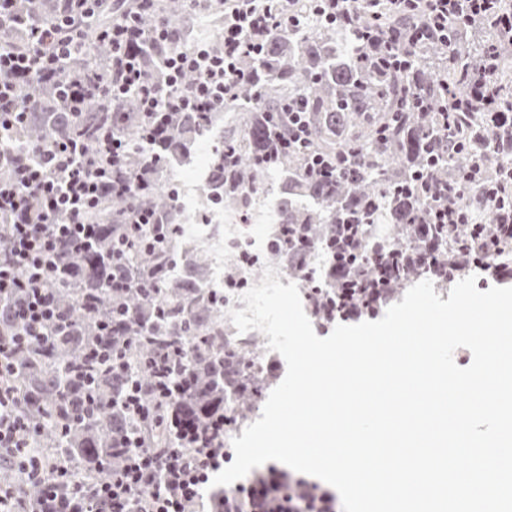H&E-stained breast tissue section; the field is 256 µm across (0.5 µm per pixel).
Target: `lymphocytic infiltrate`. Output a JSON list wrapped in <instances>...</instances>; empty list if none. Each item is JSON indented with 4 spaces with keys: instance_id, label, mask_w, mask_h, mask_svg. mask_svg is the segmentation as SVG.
Masks as SVG:
<instances>
[{
    "instance_id": "1",
    "label": "lymphocytic infiltrate",
    "mask_w": 512,
    "mask_h": 512,
    "mask_svg": "<svg viewBox=\"0 0 512 512\" xmlns=\"http://www.w3.org/2000/svg\"><path fill=\"white\" fill-rule=\"evenodd\" d=\"M22 0H0V28L12 24L27 48L14 52L0 47V136L24 125L39 102L19 95L20 80L53 83L64 96L69 112H79L91 93L114 102L128 94L139 101L141 121L136 138L118 132L119 112H111L109 126H95L90 134L52 142L32 141L17 153L0 152V217L10 223L9 239L0 249V301L16 325L14 333L0 336V464L14 469L18 483L0 481V512H340L335 493L319 484L277 468L230 490L213 487L216 472L231 459L224 434L233 425L221 410H214L202 429L186 430L183 444L163 450L152 447L144 433L121 435L112 451L123 460L120 469L101 471L77 479L61 460L37 451L35 444L46 428L40 408L12 384L21 355L48 354L65 320L45 281L56 264L60 247L94 240L98 225L89 223L88 212L103 195L136 199L155 187L157 147L171 136L175 116L193 112L206 116L234 89L239 58L260 53L267 31L278 27L277 0H189L193 8L230 10L224 25V50L213 54L199 44L165 54L161 80H153L142 63L145 46L167 45L176 36L164 16H157L151 30L140 25V14L152 0H54V20L46 25L31 22ZM391 12L421 9L422 27L390 33L364 32L361 40L368 56L378 64L390 63L392 44L415 47L433 35L447 36L452 18L471 19L492 14L495 25L512 36V12L494 11V0H385ZM115 5L116 18L102 26L111 57L102 75L70 76L68 60L81 51L82 30L97 12ZM192 83H185V76ZM140 163L134 179H126L131 156ZM436 221L468 244L458 266L479 269L494 281H503L500 266L490 257L512 242V210L498 212L492 225L469 224L454 211L436 214ZM154 211L133 207L126 213L122 243L112 249V288L128 291L139 287L124 258L128 248L143 247L142 229L154 224ZM345 252L328 271L332 296L318 300L314 285H307L310 311L319 324L356 320L376 315L394 297L382 280L386 263L413 265L412 249L401 245L388 258L357 262L358 239L351 227L342 230ZM126 322L124 312L99 319L97 336L86 346L83 364L109 363L113 375L126 372L129 343H113ZM189 344L156 351L147 363L149 385L131 387L124 396L128 412L148 422L158 412L171 410L174 389L165 379L174 366H187Z\"/></svg>"
}]
</instances>
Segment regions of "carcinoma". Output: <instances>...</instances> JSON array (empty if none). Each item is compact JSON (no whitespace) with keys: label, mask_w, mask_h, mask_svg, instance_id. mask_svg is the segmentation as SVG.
<instances>
[{"label":"carcinoma","mask_w":512,"mask_h":512,"mask_svg":"<svg viewBox=\"0 0 512 512\" xmlns=\"http://www.w3.org/2000/svg\"><path fill=\"white\" fill-rule=\"evenodd\" d=\"M159 8L180 42L197 34L198 19L184 0H165ZM287 9L295 22L271 30L260 54L238 62L244 79L235 85L232 99L204 118L184 112L174 122L161 151L156 189L142 200L165 225L164 237L151 255L131 251L127 256L129 268L159 273L154 287L112 291V238L121 234L115 220L129 204L119 197L104 198L91 216L95 224L105 222L97 244L66 252L47 282L67 313L68 326L56 336L49 356L20 358L14 382L44 409L47 428L66 412L70 428L57 435L48 433L45 446L72 460L82 475L118 465L112 457V425L121 420L125 432L138 429L122 407L124 386L139 377L146 384L149 376L138 373L136 365L122 380L103 373L96 393L88 395L90 400L99 397L100 404L82 407L83 396L69 369L81 361L95 323L79 306L81 295L99 296L104 312L120 303L128 308V330L138 333L136 355L141 362L160 345L193 343L190 390L176 399L198 427L205 426L209 408L226 396L233 397L239 417L253 405V398L234 391L232 380L245 377L256 387L264 365L224 339L227 298L222 291L203 288L207 278L203 260L177 248L185 225L171 196L177 186L165 175L169 160L195 151L224 114L234 113L233 123L212 147L205 194L251 222L259 220L262 198L270 195L277 224H293L309 240L303 271L309 270L317 250L332 258L335 249L329 240L338 224L358 227L363 255L386 254L374 241V225L386 224L391 233L411 232L415 249L425 254L434 250L446 262L458 250L445 225L427 222L429 213L451 205L470 223L489 224L483 186L498 189L504 209L512 207V194L507 191L512 184V100L503 95L509 112L472 107L460 116V132L446 128L441 116L448 110L446 93L462 89V76L472 73L476 62H487L497 88L509 82L512 45L499 39L497 28L488 21L481 24L485 37L474 47L471 35L465 34V21H453L448 39L422 44L407 53L400 66L387 70L363 60L359 30L394 31L422 22L421 16L373 15L361 0L353 5L351 25L333 21L322 0H289ZM109 57L108 46L89 28L84 49L69 69L103 73ZM25 94L40 99L41 110L18 129L22 140L58 139L71 134L81 121L95 124L106 117L105 104L96 96L86 102L84 115L75 117L64 113L52 89L32 85L25 87ZM291 105L301 113L308 139L268 162L275 135L288 136ZM119 110L123 113L119 132L134 135L140 123L136 96H125ZM320 161L336 166V172L330 176L316 172ZM279 233L277 229L269 236L267 247L277 264L286 268L288 258L279 250ZM174 267L181 269L180 274L172 272ZM423 275L446 286L461 273L451 267L439 275L426 273L422 263L407 270L394 268L391 287ZM150 439L160 448L177 446L179 425L162 423Z\"/></svg>","instance_id":"cac0c4a2"}]
</instances>
